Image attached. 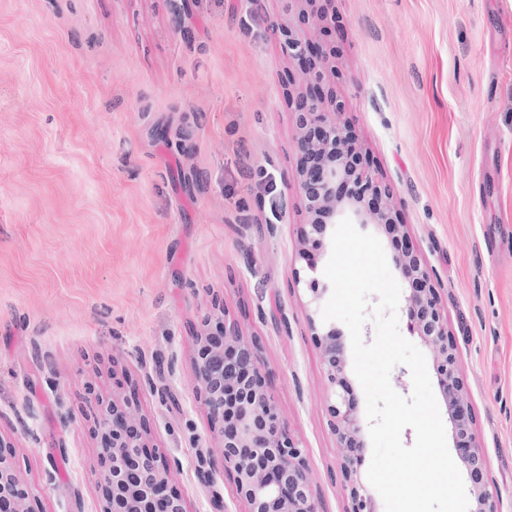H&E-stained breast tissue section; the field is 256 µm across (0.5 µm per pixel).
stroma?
I'll return each mask as SVG.
<instances>
[{
    "instance_id": "stroma-1",
    "label": "stroma",
    "mask_w": 512,
    "mask_h": 512,
    "mask_svg": "<svg viewBox=\"0 0 512 512\" xmlns=\"http://www.w3.org/2000/svg\"><path fill=\"white\" fill-rule=\"evenodd\" d=\"M286 29L329 52L321 89L437 274L482 482L512 512V0H0V439L37 512H100L114 394L187 512H247L195 470L214 315L256 341L323 512H345Z\"/></svg>"
}]
</instances>
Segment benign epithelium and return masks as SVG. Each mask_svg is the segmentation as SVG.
I'll return each instance as SVG.
<instances>
[{
    "mask_svg": "<svg viewBox=\"0 0 512 512\" xmlns=\"http://www.w3.org/2000/svg\"><path fill=\"white\" fill-rule=\"evenodd\" d=\"M283 48L294 60H305L311 54L304 37L291 32L285 36ZM336 112L335 104L301 96L297 147L303 156L320 159L323 175L315 181L305 168L299 174L298 188L310 222L300 231L298 256L307 258L311 248L325 241L328 226L345 217L400 240L392 264L407 284L405 312L432 354L442 400L461 447L460 460L473 482L472 512H500L498 499L481 484L486 457L473 431L436 273L399 224L388 203L389 186L367 166L353 164V156L363 155L362 148L337 122ZM342 182L353 184L355 194H336V184ZM308 291L312 308L309 324L330 385L333 432L339 447L345 449L341 476L349 499L346 512H374L361 480L363 427L345 377L347 350L335 328L315 319L326 289L313 278ZM196 342L192 383L203 395L211 437L221 457L219 464L210 456L200 458L199 475L208 483L230 477L248 512H323L303 451L290 436L268 390L256 342L236 324L218 316L205 321ZM97 406L98 476L106 488L101 512H186L182 495L171 483L170 463L148 449L129 402L114 396ZM32 499V493L21 483L14 452L0 440V512H35Z\"/></svg>",
    "mask_w": 512,
    "mask_h": 512,
    "instance_id": "1",
    "label": "benign epithelium"
}]
</instances>
